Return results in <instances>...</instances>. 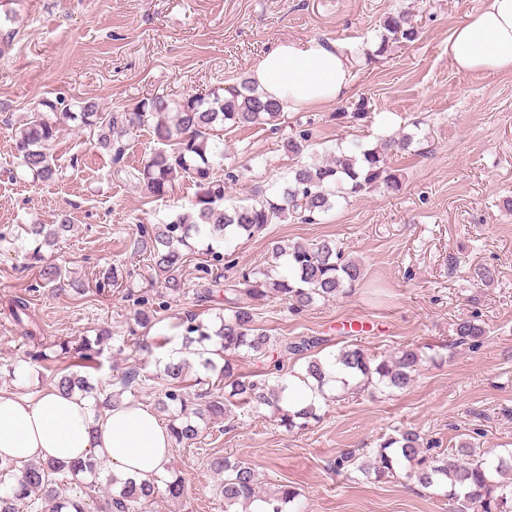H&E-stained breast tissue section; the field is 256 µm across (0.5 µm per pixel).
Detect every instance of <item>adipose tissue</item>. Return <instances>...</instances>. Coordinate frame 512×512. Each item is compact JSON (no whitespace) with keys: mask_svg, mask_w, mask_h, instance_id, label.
<instances>
[{"mask_svg":"<svg viewBox=\"0 0 512 512\" xmlns=\"http://www.w3.org/2000/svg\"><path fill=\"white\" fill-rule=\"evenodd\" d=\"M448 57L461 72H512V0H485L453 30ZM359 61L356 48L342 41H284L261 58L251 78L285 107H311L345 98ZM172 451L167 427L149 407L126 403L97 417L76 395L0 392V459L69 461L95 453L113 474L147 480L163 474Z\"/></svg>","mask_w":512,"mask_h":512,"instance_id":"1","label":"adipose tissue"}]
</instances>
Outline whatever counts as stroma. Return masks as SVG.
<instances>
[{"label":"stroma","instance_id":"1","mask_svg":"<svg viewBox=\"0 0 512 512\" xmlns=\"http://www.w3.org/2000/svg\"><path fill=\"white\" fill-rule=\"evenodd\" d=\"M483 0H13L0 10V391L37 397L53 390L69 362L27 361L34 341L112 335L93 383L119 382L138 367L141 382L124 394L153 405L159 392L155 358L130 333L145 290L159 322L155 333L180 346L179 316L214 320L224 307L223 284L202 301L203 258L190 254L181 290L163 292L137 250V228L171 221L196 188L176 183L152 201L127 173L153 149L147 131L124 137L113 163L95 136L59 118L52 150L58 169L50 183L21 180L14 130L44 100L95 101L100 110L132 108L152 94L180 98L228 88L250 76L276 44L309 38L368 45L379 42L385 12L405 9L420 27L416 41L366 56L347 98L284 114L279 129L238 127L224 133V151L241 171L230 201L249 197L296 164L281 142L298 123L312 122L313 152L358 141L376 145L381 132L410 133L412 145L393 159L402 188H378L340 201L316 224H271L235 244L239 266L263 267L274 241L336 240L359 260L365 276L346 298L295 315L277 298L257 303L258 324L270 335L323 338L325 351L357 343L375 353L404 346L438 347L398 396L349 394L324 405L319 422L289 432L272 418L243 408L214 424L201 443L177 448L170 465L185 480L180 502L157 495L152 512H224L210 462L242 460L266 487L286 483L302 494L304 512H449L446 499L407 485L337 476L331 461L344 449L367 453L381 436L411 428L437 450L468 440L490 450L512 444V72L463 73L448 59L453 29ZM367 101V119L347 113ZM392 124H385L386 116ZM69 219L71 229L51 248L65 290L31 291L37 273L24 250L29 224ZM129 287L97 289L112 266ZM495 270L475 287L470 267ZM29 302V322L15 321L10 302ZM478 314L487 334L481 347H450L458 318ZM33 338H26V331Z\"/></svg>","mask_w":512,"mask_h":512}]
</instances>
